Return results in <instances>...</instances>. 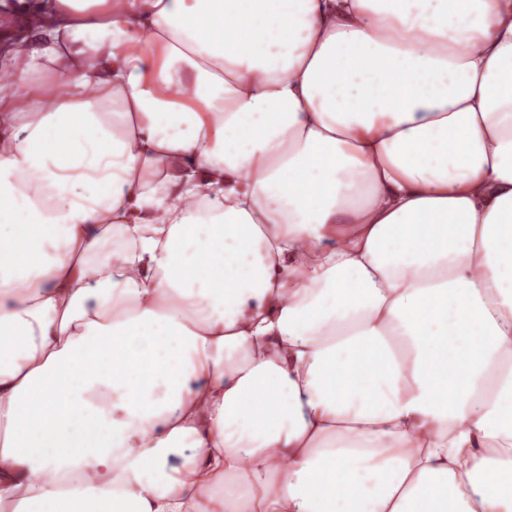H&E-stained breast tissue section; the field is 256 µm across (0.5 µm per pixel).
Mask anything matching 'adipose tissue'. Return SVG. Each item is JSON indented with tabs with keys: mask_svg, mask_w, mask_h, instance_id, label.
<instances>
[{
	"mask_svg": "<svg viewBox=\"0 0 512 512\" xmlns=\"http://www.w3.org/2000/svg\"><path fill=\"white\" fill-rule=\"evenodd\" d=\"M31 15L0 507L512 512V0Z\"/></svg>",
	"mask_w": 512,
	"mask_h": 512,
	"instance_id": "adipose-tissue-1",
	"label": "adipose tissue"
}]
</instances>
